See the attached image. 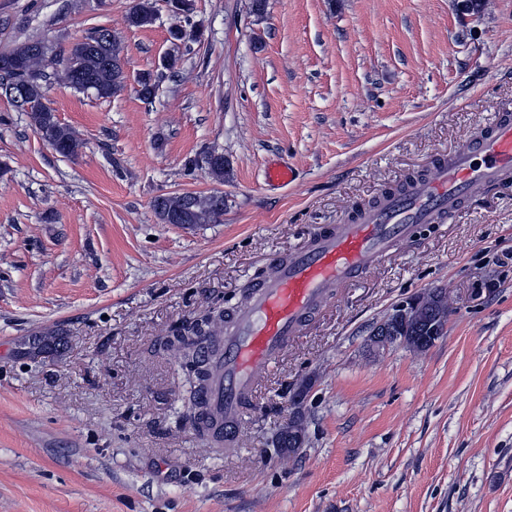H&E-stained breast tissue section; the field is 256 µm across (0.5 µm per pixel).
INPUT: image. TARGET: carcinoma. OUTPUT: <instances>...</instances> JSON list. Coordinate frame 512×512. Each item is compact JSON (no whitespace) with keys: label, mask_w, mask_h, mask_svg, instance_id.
I'll return each mask as SVG.
<instances>
[{"label":"carcinoma","mask_w":512,"mask_h":512,"mask_svg":"<svg viewBox=\"0 0 512 512\" xmlns=\"http://www.w3.org/2000/svg\"><path fill=\"white\" fill-rule=\"evenodd\" d=\"M157 12L152 0H136L127 15L132 28H143L155 23ZM121 49L112 32L106 28H95L68 48L50 54L43 41L28 39L8 52L0 53V81H10L24 88L32 100L45 97L46 85L56 78L77 93L93 92L98 99H111L120 95L127 86L120 58ZM138 97L152 101L157 94L159 82L154 74L142 72L137 80ZM29 126L39 138L56 154L65 159L76 158L84 146L78 132L58 120L55 110L48 104L33 107L25 112ZM192 166L205 170L208 176L219 183L232 174L229 161L217 149L205 151ZM151 208L162 224H219L224 215V195L214 191L208 195L197 193H166L151 201ZM453 307L445 288H431L417 296L414 311L387 326L385 335L397 336L406 346L424 352L434 345L433 335L444 336ZM224 320L212 324L204 332L208 336V350L204 352L207 371L195 376L196 384L190 397L193 408L188 413V423L200 436L220 445L224 443V418L217 414L209 400L208 392L218 375L223 356V338L220 336ZM305 421L299 413L288 419L280 437L283 453H297L302 439L306 438Z\"/></svg>","instance_id":"cac0c4a2"}]
</instances>
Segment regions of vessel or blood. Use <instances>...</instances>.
I'll return each instance as SVG.
<instances>
[{"mask_svg":"<svg viewBox=\"0 0 512 512\" xmlns=\"http://www.w3.org/2000/svg\"><path fill=\"white\" fill-rule=\"evenodd\" d=\"M512 185V114L478 127L402 189L357 207L344 223L317 230L298 249L274 257L224 331L219 377L208 394L225 423L237 420L269 367L332 300L410 241L420 224H444L461 204Z\"/></svg>","mask_w":512,"mask_h":512,"instance_id":"vessel-or-blood-1","label":"vessel or blood"}]
</instances>
